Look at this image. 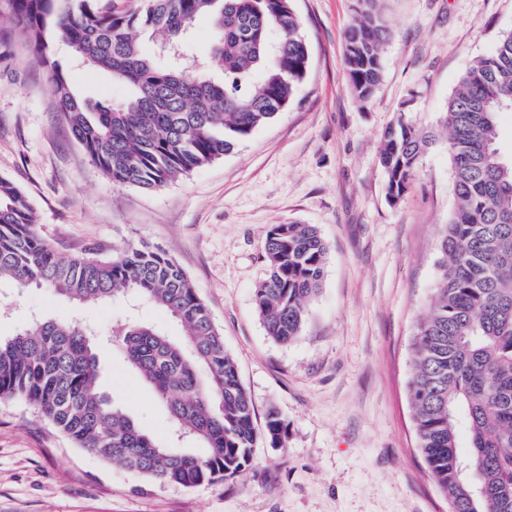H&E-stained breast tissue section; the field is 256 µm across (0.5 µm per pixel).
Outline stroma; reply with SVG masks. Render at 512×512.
Instances as JSON below:
<instances>
[{
	"mask_svg": "<svg viewBox=\"0 0 512 512\" xmlns=\"http://www.w3.org/2000/svg\"><path fill=\"white\" fill-rule=\"evenodd\" d=\"M292 5L310 64L288 109L158 190L112 185L60 121L46 70L12 41L14 64L0 70V177L23 192L60 255L147 245L182 267L237 362L259 438L234 479L161 485L76 448L24 400L0 401V512H448L417 449L408 381L416 324L438 283L437 238L455 209L452 164L437 142L392 204L379 151L399 114L436 126L473 61L512 34V0H378L390 37L366 100L345 66L356 0ZM57 60L90 103L125 96L68 51ZM291 221L315 225L328 253L305 327L284 345L267 336L255 289L268 232ZM67 312L49 291L0 286V336ZM130 318L181 335L131 294L79 313L99 337L102 390L169 447L164 403L112 338ZM272 412L287 431L277 447L264 434Z\"/></svg>",
	"mask_w": 512,
	"mask_h": 512,
	"instance_id": "35a3bbf8",
	"label": "stroma"
}]
</instances>
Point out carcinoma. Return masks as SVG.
Instances as JSON below:
<instances>
[{
    "mask_svg": "<svg viewBox=\"0 0 512 512\" xmlns=\"http://www.w3.org/2000/svg\"><path fill=\"white\" fill-rule=\"evenodd\" d=\"M7 0L14 31L48 72L55 112L89 160L119 187L157 190L230 153L288 109L309 66L291 0ZM346 34L352 91L370 98L390 31L375 8ZM211 20L214 48L188 54L196 20ZM85 67L126 87L92 106L72 87L46 38ZM150 32L155 47L140 41ZM512 110V34L475 60L436 127L401 115L379 161L390 203L416 177L424 154L447 135L456 207L439 242V282L414 336L409 397L418 449L449 512H512V161L495 147L497 116ZM267 278L255 300L267 335H300L322 281L327 247L311 224L267 234ZM48 288L74 304L132 293L166 310L182 340L128 321L113 331L129 367L163 401L174 433L203 448L159 445L101 390L93 331L72 317L38 318L0 337V400L20 397L88 453L160 484L195 487L234 478L252 464L254 405L237 365L184 270L165 253L129 247L102 257L61 258L35 229L20 189L0 178V284Z\"/></svg>",
    "mask_w": 512,
    "mask_h": 512,
    "instance_id": "1",
    "label": "carcinoma"
}]
</instances>
